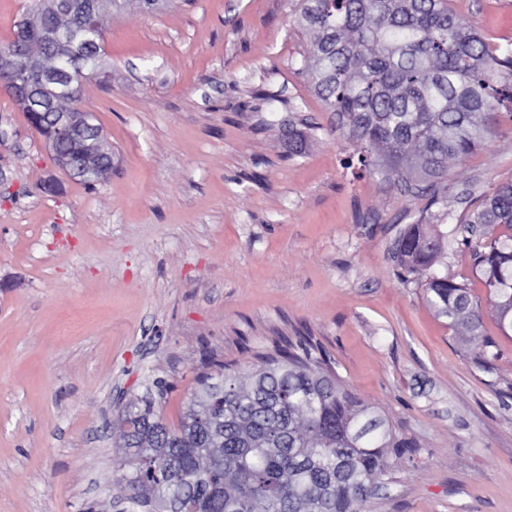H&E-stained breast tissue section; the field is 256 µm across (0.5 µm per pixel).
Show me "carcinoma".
Listing matches in <instances>:
<instances>
[{
  "mask_svg": "<svg viewBox=\"0 0 512 512\" xmlns=\"http://www.w3.org/2000/svg\"><path fill=\"white\" fill-rule=\"evenodd\" d=\"M147 14L173 0H94L64 25L66 49L87 62L46 100V127L57 112H79L85 82L104 55L103 20L129 2ZM52 0H32L11 41L28 47L44 68L51 47L38 35L56 26ZM297 25L311 38L306 69L313 89L348 130L349 167L373 171L390 184L421 193L410 179L448 176V161L462 160L497 134L512 84V54L499 57L465 25L449 0H301ZM410 225L395 244L402 275L424 288L423 298L448 318L455 336H482L485 312L464 282L440 275L442 240L433 221ZM503 225L475 250V273L486 288L502 332L512 330V181L485 197L470 221ZM130 470L117 478L125 495L158 512H366L385 470V450L408 448L385 414L345 390L322 351L310 342L280 349L244 378L219 370L202 376L175 424L154 410L152 398L126 404L113 423Z\"/></svg>",
  "mask_w": 512,
  "mask_h": 512,
  "instance_id": "carcinoma-1",
  "label": "carcinoma"
}]
</instances>
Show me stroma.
<instances>
[{
    "label": "stroma",
    "instance_id": "obj_1",
    "mask_svg": "<svg viewBox=\"0 0 512 512\" xmlns=\"http://www.w3.org/2000/svg\"><path fill=\"white\" fill-rule=\"evenodd\" d=\"M512 49V0H451ZM298 0H178L105 23L85 85L112 153L88 187L0 89V512H113L120 400L176 421L201 374L306 340L410 441L369 512H512V335L460 343L397 275L408 225L450 210L438 273L487 291L466 225L512 180V123L418 196L354 176L315 95ZM268 101L258 100V93Z\"/></svg>",
    "mask_w": 512,
    "mask_h": 512
}]
</instances>
